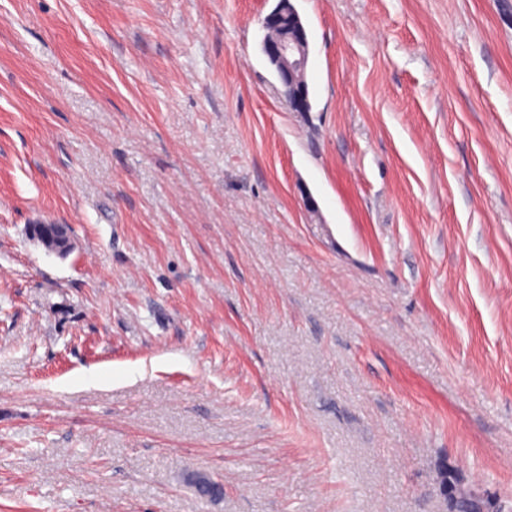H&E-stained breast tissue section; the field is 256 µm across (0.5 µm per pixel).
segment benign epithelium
I'll use <instances>...</instances> for the list:
<instances>
[{
    "label": "benign epithelium",
    "instance_id": "benign-epithelium-1",
    "mask_svg": "<svg viewBox=\"0 0 512 512\" xmlns=\"http://www.w3.org/2000/svg\"><path fill=\"white\" fill-rule=\"evenodd\" d=\"M281 3L294 14L295 34L291 37L281 34L267 38L263 44V52L268 60L276 66L277 78L283 88V95L288 106L294 110L299 107L296 92L299 85L304 83L309 44L306 28L291 4V0H281ZM30 237L57 253L66 252L69 247L66 230L61 224L50 222L35 224L30 227Z\"/></svg>",
    "mask_w": 512,
    "mask_h": 512
}]
</instances>
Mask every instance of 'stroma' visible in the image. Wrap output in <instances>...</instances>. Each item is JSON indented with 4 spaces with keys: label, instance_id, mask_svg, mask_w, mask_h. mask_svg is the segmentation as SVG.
<instances>
[{
    "label": "stroma",
    "instance_id": "35a3bbf8",
    "mask_svg": "<svg viewBox=\"0 0 512 512\" xmlns=\"http://www.w3.org/2000/svg\"><path fill=\"white\" fill-rule=\"evenodd\" d=\"M292 3L0 0V512H512V0ZM288 11L293 13L295 19V34H280L265 40L263 52L277 70V78L283 88V95L288 106L295 110L299 107V99L295 92L299 85L304 83L306 75L309 44L306 28L303 26L300 16L290 0H280ZM30 237L57 253L66 252L69 247L67 233L62 224H52V222L35 224L30 227Z\"/></svg>",
    "mask_w": 512,
    "mask_h": 512
}]
</instances>
